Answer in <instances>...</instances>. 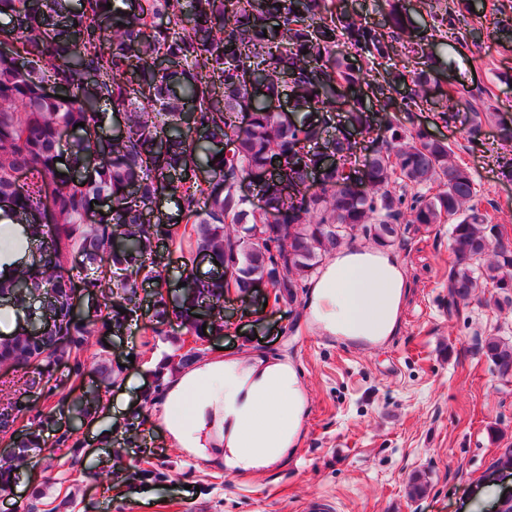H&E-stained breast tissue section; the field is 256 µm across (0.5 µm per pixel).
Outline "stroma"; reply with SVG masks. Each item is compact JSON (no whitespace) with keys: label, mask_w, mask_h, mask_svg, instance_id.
Returning a JSON list of instances; mask_svg holds the SVG:
<instances>
[{"label":"stroma","mask_w":512,"mask_h":512,"mask_svg":"<svg viewBox=\"0 0 512 512\" xmlns=\"http://www.w3.org/2000/svg\"><path fill=\"white\" fill-rule=\"evenodd\" d=\"M470 43L436 38L433 52L454 86L481 84L497 114L512 118V33L498 0H454ZM446 139L512 239V144L486 121L478 142L464 124L430 111L401 114ZM166 288L143 283L141 310L171 298L187 250L160 244ZM403 276L399 323L388 339L352 343L322 333L309 307L274 290L229 289L222 333L196 336L170 319L162 335L143 324L102 328L80 350L0 369V408L13 424L0 432L14 480L0 487V512H302L315 498L336 512H494L512 493V470L481 484L489 465L512 448V379H501L480 350L485 338L512 341V303L475 297L448 311V227L409 225L390 248ZM220 357L288 366L303 409L297 433L277 463L248 469L224 462L223 412L207 410L201 450L181 447L164 412L191 420L192 400L168 404V377ZM99 395L88 421L72 423L70 397ZM46 441L24 447L31 430ZM425 489L409 493L412 478Z\"/></svg>","instance_id":"obj_1"}]
</instances>
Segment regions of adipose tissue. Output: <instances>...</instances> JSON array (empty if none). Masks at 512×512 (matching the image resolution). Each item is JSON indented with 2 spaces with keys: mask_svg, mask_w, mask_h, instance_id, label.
Instances as JSON below:
<instances>
[{
  "mask_svg": "<svg viewBox=\"0 0 512 512\" xmlns=\"http://www.w3.org/2000/svg\"><path fill=\"white\" fill-rule=\"evenodd\" d=\"M316 320L332 336H386L397 320L402 280L394 257L362 251L339 254L310 280ZM171 398L194 397V419H168L187 448L200 445L204 411L218 404L230 418V465L248 468L277 457L299 421L294 374L282 364L216 361L183 373L169 386Z\"/></svg>",
  "mask_w": 512,
  "mask_h": 512,
  "instance_id": "adipose-tissue-1",
  "label": "adipose tissue"
}]
</instances>
